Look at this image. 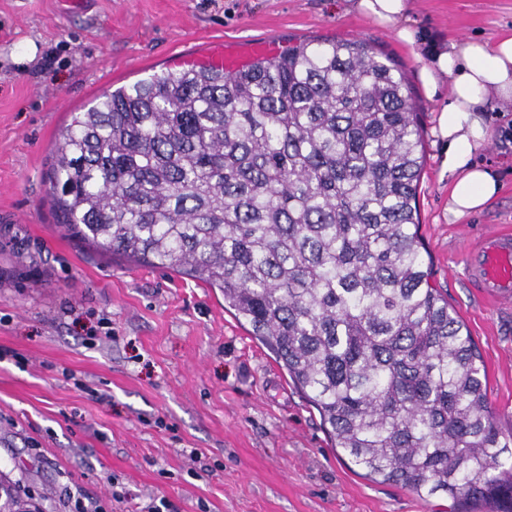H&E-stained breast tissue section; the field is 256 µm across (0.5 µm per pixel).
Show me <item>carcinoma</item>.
<instances>
[{"instance_id": "obj_1", "label": "carcinoma", "mask_w": 512, "mask_h": 512, "mask_svg": "<svg viewBox=\"0 0 512 512\" xmlns=\"http://www.w3.org/2000/svg\"><path fill=\"white\" fill-rule=\"evenodd\" d=\"M424 162L404 73L331 39L103 93L51 190L72 236L219 289L366 477L512 512V422L423 257Z\"/></svg>"}]
</instances>
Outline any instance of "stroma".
I'll return each mask as SVG.
<instances>
[{
  "instance_id": "1",
  "label": "stroma",
  "mask_w": 512,
  "mask_h": 512,
  "mask_svg": "<svg viewBox=\"0 0 512 512\" xmlns=\"http://www.w3.org/2000/svg\"><path fill=\"white\" fill-rule=\"evenodd\" d=\"M408 3L412 44L348 0H0V476L19 495L42 512L74 487L107 512H452L361 476L217 289L66 235L49 195L62 129L104 91L184 68L209 44L366 43L410 84L433 280L476 344L493 411L512 419V301H487L468 277L480 235L512 225V142L499 136L512 109L491 112L475 155L497 195L452 221L436 133L449 86L431 97L420 79L432 47L512 35V0Z\"/></svg>"
}]
</instances>
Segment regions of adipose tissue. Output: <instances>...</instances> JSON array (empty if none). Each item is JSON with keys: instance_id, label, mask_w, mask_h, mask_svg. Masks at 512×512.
Listing matches in <instances>:
<instances>
[{"instance_id": "1", "label": "adipose tissue", "mask_w": 512, "mask_h": 512, "mask_svg": "<svg viewBox=\"0 0 512 512\" xmlns=\"http://www.w3.org/2000/svg\"><path fill=\"white\" fill-rule=\"evenodd\" d=\"M353 7L377 23L394 25L400 40L414 41V30L403 23L406 0H354ZM421 77L431 93L441 81L449 83L438 128L445 142L442 169L452 182L448 214L458 219L482 209L499 190L495 176L475 163L474 155L491 137L488 109L512 106V38L493 45L467 39L435 48Z\"/></svg>"}]
</instances>
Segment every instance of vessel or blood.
I'll use <instances>...</instances> for the list:
<instances>
[{
    "label": "vessel or blood",
    "instance_id": "b4317fda",
    "mask_svg": "<svg viewBox=\"0 0 512 512\" xmlns=\"http://www.w3.org/2000/svg\"><path fill=\"white\" fill-rule=\"evenodd\" d=\"M200 62L217 71H234L246 62L244 56L215 46L199 56ZM469 274L481 294L488 298L512 297V233L484 234L469 255Z\"/></svg>",
    "mask_w": 512,
    "mask_h": 512
}]
</instances>
